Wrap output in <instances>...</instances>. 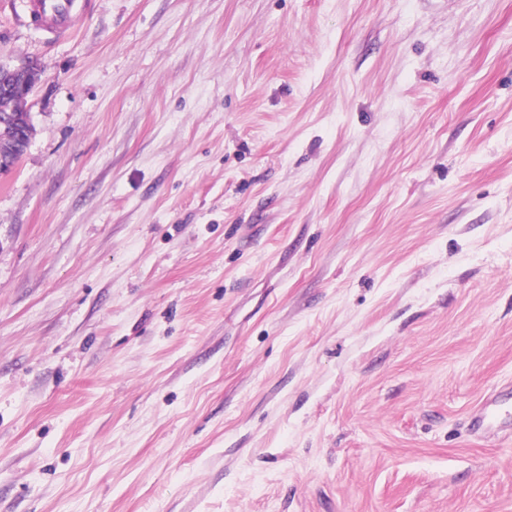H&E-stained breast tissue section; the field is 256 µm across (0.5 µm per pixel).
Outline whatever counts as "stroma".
I'll return each mask as SVG.
<instances>
[{
    "mask_svg": "<svg viewBox=\"0 0 512 512\" xmlns=\"http://www.w3.org/2000/svg\"><path fill=\"white\" fill-rule=\"evenodd\" d=\"M0 175V512H512V0H95Z\"/></svg>",
    "mask_w": 512,
    "mask_h": 512,
    "instance_id": "obj_1",
    "label": "stroma"
}]
</instances>
